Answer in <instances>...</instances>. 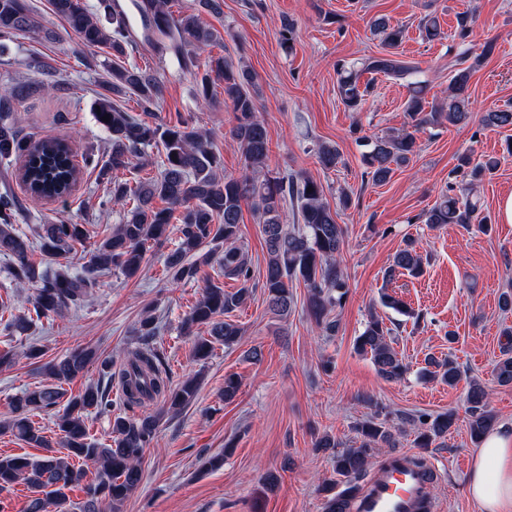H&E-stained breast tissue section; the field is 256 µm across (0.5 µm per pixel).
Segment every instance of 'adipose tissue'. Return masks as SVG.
<instances>
[{"mask_svg": "<svg viewBox=\"0 0 512 512\" xmlns=\"http://www.w3.org/2000/svg\"><path fill=\"white\" fill-rule=\"evenodd\" d=\"M463 490L481 512H512V424L500 425L484 438Z\"/></svg>", "mask_w": 512, "mask_h": 512, "instance_id": "adipose-tissue-1", "label": "adipose tissue"}]
</instances>
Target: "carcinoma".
I'll return each mask as SVG.
<instances>
[{"instance_id":"1","label":"carcinoma","mask_w":512,"mask_h":512,"mask_svg":"<svg viewBox=\"0 0 512 512\" xmlns=\"http://www.w3.org/2000/svg\"><path fill=\"white\" fill-rule=\"evenodd\" d=\"M170 2L133 0L138 28L119 0H103L107 26L87 9L83 0H51V5L87 49L106 47L112 50L113 57L120 59L141 47L158 62L169 61L193 76L195 95L204 103L212 102L215 85H220L224 103L233 113L229 135L243 158L241 173H224L220 153L208 135L196 128L193 116L179 113L173 120L151 122L115 107L105 95L99 97L94 116L110 136V150L103 161L90 154L83 157V163L98 169L99 180L112 184L110 200L126 208L123 222L99 243L79 272L72 264L60 263L58 259L68 257L83 242L85 225L64 217L45 225L38 248L55 263L40 271L31 260L32 242L16 229L20 201L11 187H4L0 192V255L9 260L13 279L21 286L34 288V292L29 300V313L10 316L0 330L9 336L22 334L35 320L52 319L81 306L88 289L95 287L98 278L107 271L128 278L137 275L145 263L149 244L168 237L170 224L175 222L179 224L180 236L177 247L166 259L173 282L197 280L201 269L216 258L224 268V277L238 282L233 291L209 283L183 319L182 328L188 334L195 327L207 328L208 336L195 341V357L209 358L216 343L226 348L237 345L242 328L229 317L246 303L253 290L248 254L239 244L242 207L250 202L260 215L267 251L263 280L267 311L281 319L288 318L295 305L293 282L301 281L308 288L310 317L324 335L334 336L339 323L331 313L342 306L348 293L338 262L344 228L336 222V212L324 201L323 187L317 181L269 173L268 131L258 113L252 72L222 56L206 55L207 49L218 41L217 32L203 26L196 11L175 12ZM371 30L379 36L386 54L368 56L357 63L336 64L338 93L350 112L359 111L370 94L371 82L361 83L363 75L403 79L415 70L414 65L398 59L394 53L404 38L402 27L377 18L371 22ZM31 32L51 35L32 13L28 0H0V36ZM419 33L428 42L441 36L436 19L430 16L420 20ZM472 70L466 58H461L450 77L446 103L429 104L423 87H415L406 106L411 129L367 140L369 150L362 155V163L373 182L389 181L396 168L410 162L420 150L416 133L421 129L446 122L457 125L469 119ZM110 86L114 95H135L146 115L164 101L166 94V85L149 68L116 62L112 64ZM22 97L23 85L18 82L0 89V160L21 162L17 177L31 196L62 198L71 192L80 174L74 162L75 152L63 139L35 140L21 134L12 112L15 102ZM105 115L109 120H102ZM481 127H512V110L484 113ZM154 147L162 148L164 155L157 176L133 186L116 176L120 171L144 167L147 150ZM316 156L326 169H333L340 162V153L334 146H318ZM496 166L497 162L491 159L477 161L469 154L461 156L453 170L460 180L448 183V191L424 214L425 223L432 227L470 224L476 219L481 224L488 223V218L481 216L483 204L474 193V182ZM156 198L164 200L166 206L154 207ZM287 208L292 212L290 224L286 220ZM423 272L419 244L408 239L395 254L385 278L390 280L397 274L419 277ZM393 332L383 317L372 312L355 340V350L370 356L378 374L388 382L400 381L407 373L406 364L392 346ZM155 333L153 318H143L140 345L130 352L118 371L122 397L117 404L110 398V381L90 385L77 396H67L64 385L77 378L95 358L93 350L84 348L46 363L50 381L41 382L12 400L11 418L0 421V434L9 433L45 450L39 458H0V490L23 483L32 492L24 512H50L52 506L67 512H102L104 505L110 512H121L124 501L141 483V461L161 420V414L146 412L143 407L159 400L164 409L178 411L198 391V381L193 378L177 388L171 386L165 353L153 343ZM502 353L495 368L496 377L500 384L510 385L512 344L504 347ZM423 375L453 386L460 378V369L451 359L439 362L430 358ZM361 401L375 408V417L357 423L353 446L341 450L339 443L328 435L315 444L331 451L336 475L340 477V485L322 488L325 512H348L350 499L374 465L377 451L386 448L392 452L398 448L396 427L378 418L383 406L370 396L362 397ZM466 402L467 427L471 439L479 444L494 429L495 418L480 384L472 385ZM34 412L52 419L60 435L58 442L51 443L43 429L34 425L30 419ZM92 413L110 418L111 443L91 438L87 421ZM418 422L414 444L426 450L437 447L448 437L456 417L448 412L421 415ZM73 459L96 469L94 481L85 487V500L74 505L67 503L66 490L80 483L85 471L74 466Z\"/></svg>"}]
</instances>
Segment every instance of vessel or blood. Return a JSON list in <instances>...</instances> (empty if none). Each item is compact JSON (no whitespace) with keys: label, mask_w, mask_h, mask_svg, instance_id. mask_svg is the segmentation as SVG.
Segmentation results:
<instances>
[{"label":"vessel or blood","mask_w":512,"mask_h":512,"mask_svg":"<svg viewBox=\"0 0 512 512\" xmlns=\"http://www.w3.org/2000/svg\"><path fill=\"white\" fill-rule=\"evenodd\" d=\"M436 473L434 466L416 467L401 456L387 460L366 482L352 512H439L426 481Z\"/></svg>","instance_id":"obj_1"}]
</instances>
